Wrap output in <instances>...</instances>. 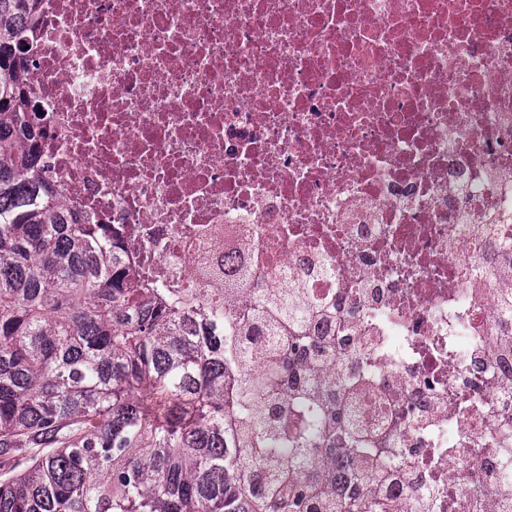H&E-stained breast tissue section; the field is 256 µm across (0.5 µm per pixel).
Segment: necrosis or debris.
<instances>
[{"mask_svg":"<svg viewBox=\"0 0 512 512\" xmlns=\"http://www.w3.org/2000/svg\"><path fill=\"white\" fill-rule=\"evenodd\" d=\"M43 177L224 333L288 289L345 378L284 454L365 512H512V0H40Z\"/></svg>","mask_w":512,"mask_h":512,"instance_id":"1","label":"necrosis or debris"}]
</instances>
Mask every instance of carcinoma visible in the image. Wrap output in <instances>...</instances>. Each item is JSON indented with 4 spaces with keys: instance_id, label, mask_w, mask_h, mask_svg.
<instances>
[{
    "instance_id": "cac0c4a2",
    "label": "carcinoma",
    "mask_w": 512,
    "mask_h": 512,
    "mask_svg": "<svg viewBox=\"0 0 512 512\" xmlns=\"http://www.w3.org/2000/svg\"><path fill=\"white\" fill-rule=\"evenodd\" d=\"M39 0H0V512H353L312 458L268 437L313 312L263 296L240 323L288 347L261 377L224 366V306L188 309L136 281L104 224L41 176L24 29Z\"/></svg>"
}]
</instances>
